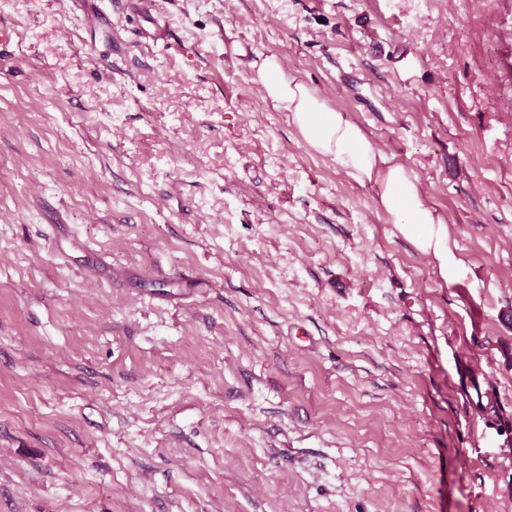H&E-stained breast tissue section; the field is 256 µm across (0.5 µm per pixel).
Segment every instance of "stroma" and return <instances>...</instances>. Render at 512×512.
Returning a JSON list of instances; mask_svg holds the SVG:
<instances>
[{
	"instance_id": "35a3bbf8",
	"label": "stroma",
	"mask_w": 512,
	"mask_h": 512,
	"mask_svg": "<svg viewBox=\"0 0 512 512\" xmlns=\"http://www.w3.org/2000/svg\"><path fill=\"white\" fill-rule=\"evenodd\" d=\"M0 512H512V0H0ZM417 176L443 280L258 70Z\"/></svg>"
}]
</instances>
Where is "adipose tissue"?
Returning a JSON list of instances; mask_svg holds the SVG:
<instances>
[{"label": "adipose tissue", "mask_w": 512, "mask_h": 512, "mask_svg": "<svg viewBox=\"0 0 512 512\" xmlns=\"http://www.w3.org/2000/svg\"><path fill=\"white\" fill-rule=\"evenodd\" d=\"M259 78L267 98L288 112L304 141L334 158L357 182L372 184L377 205L400 233L421 252L434 255L440 275L451 278L459 262L448 247L447 221L424 201L417 177L377 151L345 113L328 108L306 84L288 78L275 57L264 60Z\"/></svg>", "instance_id": "obj_1"}]
</instances>
